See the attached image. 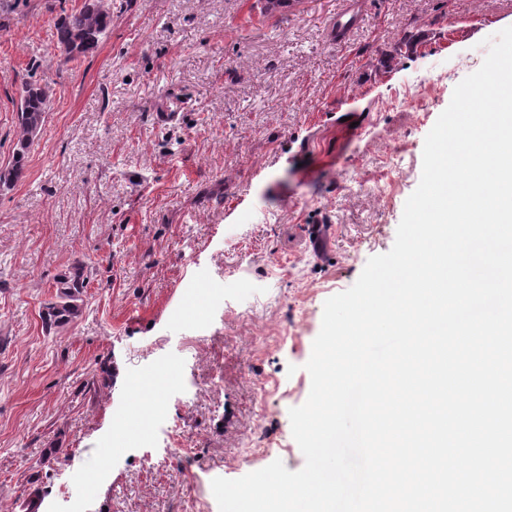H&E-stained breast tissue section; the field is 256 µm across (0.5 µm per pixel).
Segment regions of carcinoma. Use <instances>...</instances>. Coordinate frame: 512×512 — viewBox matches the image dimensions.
<instances>
[{"instance_id":"carcinoma-1","label":"carcinoma","mask_w":512,"mask_h":512,"mask_svg":"<svg viewBox=\"0 0 512 512\" xmlns=\"http://www.w3.org/2000/svg\"><path fill=\"white\" fill-rule=\"evenodd\" d=\"M111 25L112 15L104 0H84L81 8L65 15L56 24L57 44L70 57L85 54L97 46ZM48 109L47 87L25 85L18 106L20 136L11 165L0 169L1 188L24 177L28 152L42 130ZM87 278L81 264L75 265L72 272L57 277L54 299L45 303L42 311L46 326L64 327L83 316Z\"/></svg>"}]
</instances>
